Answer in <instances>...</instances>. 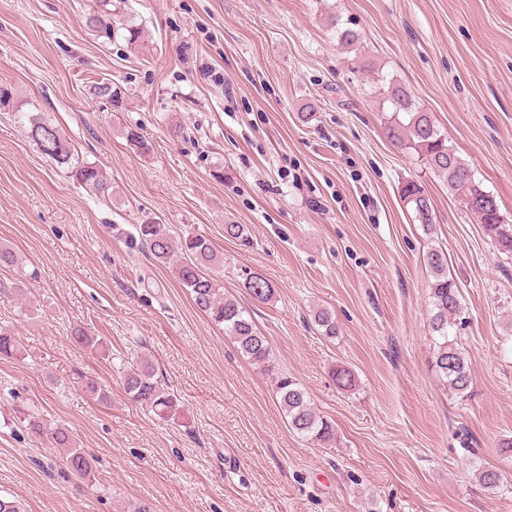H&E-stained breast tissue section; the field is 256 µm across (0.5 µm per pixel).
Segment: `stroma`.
I'll return each mask as SVG.
<instances>
[{
    "label": "stroma",
    "mask_w": 512,
    "mask_h": 512,
    "mask_svg": "<svg viewBox=\"0 0 512 512\" xmlns=\"http://www.w3.org/2000/svg\"><path fill=\"white\" fill-rule=\"evenodd\" d=\"M96 5L0 0V246L18 256L0 267V325L22 351L0 357V494L24 512H512L499 452L512 438V255L388 138L379 95L394 82L432 112L512 224V0H123L135 46L86 27ZM102 80L120 107L90 95ZM34 107L103 171L109 197L42 156L15 121ZM408 181L430 198L434 233L403 202ZM150 217L223 257L224 293L268 336L274 373L133 246ZM433 248L467 312L465 399L434 365ZM249 272L273 284L270 302L250 297ZM321 307L334 337L313 321ZM79 327L147 357L182 416L128 399L111 361L71 341ZM341 366L352 391L331 378ZM278 374L333 440L290 428ZM30 414L73 431L96 460L91 483L54 467ZM494 468L501 486L485 489L478 474Z\"/></svg>",
    "instance_id": "35a3bbf8"
}]
</instances>
